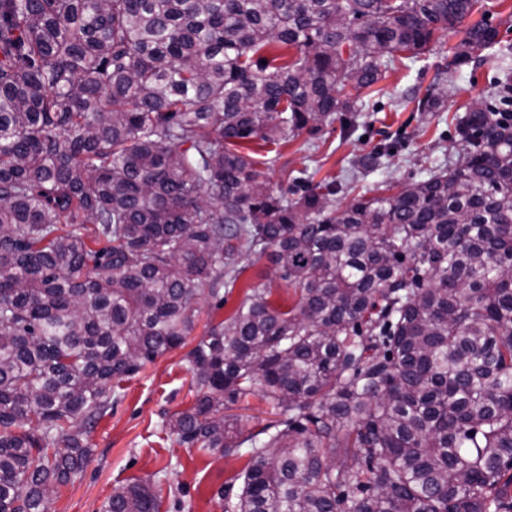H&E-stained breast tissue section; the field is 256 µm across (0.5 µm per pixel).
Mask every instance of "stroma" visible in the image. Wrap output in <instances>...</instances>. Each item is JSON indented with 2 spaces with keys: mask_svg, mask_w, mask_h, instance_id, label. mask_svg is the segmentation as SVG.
Wrapping results in <instances>:
<instances>
[{
  "mask_svg": "<svg viewBox=\"0 0 512 512\" xmlns=\"http://www.w3.org/2000/svg\"><path fill=\"white\" fill-rule=\"evenodd\" d=\"M461 32L440 34L435 48L408 64H397L386 78L366 89L362 111L346 114L333 125L305 132L279 152L257 151L253 160L273 185L289 186L297 178L333 181L344 188L340 199L392 195L401 185L448 169L462 160L455 125L471 101L496 93L486 67L466 66L442 111L421 112L413 94H425L435 66L460 41ZM379 152L375 167L362 163ZM267 258L250 256L238 285L226 293L223 309L211 299L197 305L195 329L185 346L165 352L138 374L122 382L112 411L89 434L93 455L83 473L50 497V512H101L112 491L130 478L147 482L161 498V512H225L220 487L233 483L248 464L247 456L201 455L178 445L165 428L168 414L190 409L195 396L187 354L207 328L231 313L244 297V285L271 287L275 301L291 304L294 291L281 279H269Z\"/></svg>",
  "mask_w": 512,
  "mask_h": 512,
  "instance_id": "stroma-1",
  "label": "stroma"
}]
</instances>
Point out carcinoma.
Here are the masks:
<instances>
[{
	"label": "carcinoma",
	"instance_id": "1",
	"mask_svg": "<svg viewBox=\"0 0 512 512\" xmlns=\"http://www.w3.org/2000/svg\"><path fill=\"white\" fill-rule=\"evenodd\" d=\"M477 4L0 0V512H49L115 389L184 343L198 297L224 307L245 245L298 299L246 286L166 420L204 454L248 446L234 512H512V47L482 20L437 66L418 111L471 61L499 104L408 192L275 189L249 147L361 111ZM250 396L277 419L244 436L224 408ZM160 506L132 480L102 512Z\"/></svg>",
	"mask_w": 512,
	"mask_h": 512
}]
</instances>
